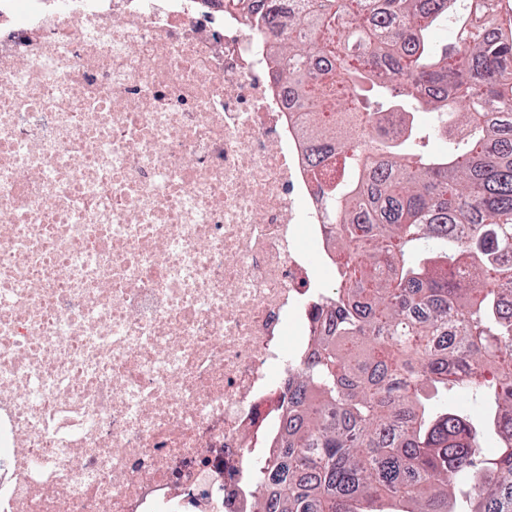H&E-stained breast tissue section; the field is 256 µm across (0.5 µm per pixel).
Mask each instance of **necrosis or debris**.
I'll list each match as a JSON object with an SVG mask.
<instances>
[{
    "mask_svg": "<svg viewBox=\"0 0 512 512\" xmlns=\"http://www.w3.org/2000/svg\"><path fill=\"white\" fill-rule=\"evenodd\" d=\"M269 47L202 0H0V512H247L343 257Z\"/></svg>",
    "mask_w": 512,
    "mask_h": 512,
    "instance_id": "4bbe7bcc",
    "label": "necrosis or debris"
}]
</instances>
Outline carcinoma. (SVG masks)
Masks as SVG:
<instances>
[{"label": "carcinoma", "instance_id": "1", "mask_svg": "<svg viewBox=\"0 0 512 512\" xmlns=\"http://www.w3.org/2000/svg\"><path fill=\"white\" fill-rule=\"evenodd\" d=\"M271 40L343 244L255 512H512V14L499 0H222ZM452 17L451 39L430 32ZM327 61L314 73L312 61ZM383 111L429 120L392 139ZM444 141L432 153L423 140ZM494 401L500 452L448 404Z\"/></svg>", "mask_w": 512, "mask_h": 512}]
</instances>
